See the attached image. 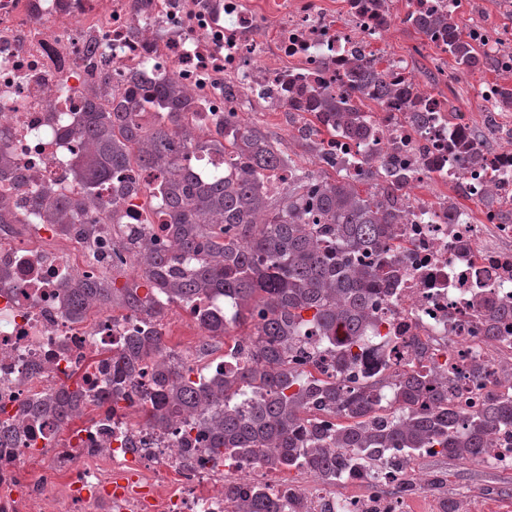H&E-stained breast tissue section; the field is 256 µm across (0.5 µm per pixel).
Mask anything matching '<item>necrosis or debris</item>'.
Instances as JSON below:
<instances>
[{
	"label": "necrosis or debris",
	"mask_w": 512,
	"mask_h": 512,
	"mask_svg": "<svg viewBox=\"0 0 512 512\" xmlns=\"http://www.w3.org/2000/svg\"><path fill=\"white\" fill-rule=\"evenodd\" d=\"M0 0V154L24 169V188L1 181L9 200L0 215V422L22 404L82 377L89 396L104 390L107 373L92 362L111 357L133 330L160 334L213 310L176 309L148 322L124 310L94 308L74 319L60 292L64 283L99 273L82 236L59 238L34 223L33 197L76 195L70 175L80 149L77 124L89 107L110 110L132 91L176 81L197 105L185 130L201 134L210 116L247 112L298 115L308 89L348 90L346 69L367 56L402 22L392 0ZM486 89L484 125L502 141L488 150L473 139L467 120L448 121L446 103L426 89L413 102L390 98L372 114L365 140L330 137L319 145L322 167L358 171L368 156L402 171L403 223L394 225L390 253L396 265L376 314L378 333L397 337L395 348L362 359L366 371L393 377L437 362L446 365L448 397L471 411L512 389V318L487 328L491 306L512 307V224L498 203L512 202V126L492 106ZM452 186L453 195H418L414 186ZM100 199L115 209L90 215L100 225L99 254L111 256L113 214L123 223H149L157 240L159 218L145 220L143 201L119 196L114 182ZM78 432L64 434L55 420L18 422L12 444L0 447V512H234L226 485H268V467L242 460L213 464L200 446L181 448L192 412L158 428L133 412L106 414L90 407ZM39 459L38 476L30 463ZM382 466L361 496L339 497L329 485L301 488L304 512H446V500L417 493H382L392 477Z\"/></svg>",
	"instance_id": "4bbe7bcc"
}]
</instances>
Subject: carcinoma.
Masks as SVG:
<instances>
[{
    "instance_id": "obj_1",
    "label": "carcinoma",
    "mask_w": 512,
    "mask_h": 512,
    "mask_svg": "<svg viewBox=\"0 0 512 512\" xmlns=\"http://www.w3.org/2000/svg\"><path fill=\"white\" fill-rule=\"evenodd\" d=\"M405 23L450 54L460 70L494 66L451 13L408 14ZM348 81L360 89L377 88L371 101L391 94L363 71H349ZM139 95L155 106L147 123L126 104L86 113L81 131L86 153L74 172L87 194L60 197L45 219L69 234L96 205L92 189L135 164L163 175L162 188L146 198L165 217L168 244L157 243L144 226H117L121 244L112 252V265L94 278L66 283L62 298L77 313L93 305L151 321L211 298L224 304V313L204 315L201 328L219 337L246 326L248 345L236 350L234 366L204 374L171 363L157 333L128 336L110 359L112 377L94 399L98 406L131 408L161 428L191 409L197 435L181 446L203 445L218 460L229 454L277 470H303L326 484L346 474L371 475L387 453L410 457L431 448L474 463L493 434L512 432V394L498 396L473 416L448 400L437 368L398 375L387 402L371 376L356 377L367 328L385 295L390 225L400 223L403 214L402 180L389 179L386 162L361 177L316 175L299 166L287 146L240 124L233 112L224 113L210 139L179 142L184 113L195 105L172 82L141 88ZM310 102L317 114L304 127L307 139L338 132L367 137L365 113L345 96L316 92ZM198 150L224 154L226 169L199 171L190 160ZM271 169L292 174L275 197L264 178ZM125 252L136 257L141 275L119 286L115 272L126 265ZM319 347L329 356L324 379L306 370ZM87 405L75 381L36 408L69 425ZM229 497L237 512L302 508L295 497L285 504L280 495L261 489L247 495L231 488Z\"/></svg>"
}]
</instances>
